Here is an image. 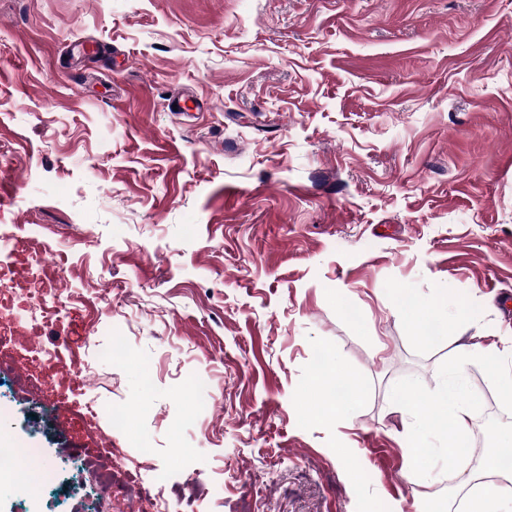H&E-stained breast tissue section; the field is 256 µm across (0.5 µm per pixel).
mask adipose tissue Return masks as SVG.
Returning a JSON list of instances; mask_svg holds the SVG:
<instances>
[{
    "instance_id": "adipose-tissue-1",
    "label": "adipose tissue",
    "mask_w": 512,
    "mask_h": 512,
    "mask_svg": "<svg viewBox=\"0 0 512 512\" xmlns=\"http://www.w3.org/2000/svg\"><path fill=\"white\" fill-rule=\"evenodd\" d=\"M484 356L485 352L479 346L457 347L455 369L431 394V415L426 416L421 412L417 385L409 383L399 387V397L412 415L411 421L404 425L407 453L414 462L407 473L410 480L417 481L422 476L417 463L427 448L426 438L432 434L442 435L443 452L451 473L456 477L461 476L459 464L468 442L469 402L473 397L467 381L466 365ZM483 468L489 472L490 479L473 487L465 502L464 512H512V470L507 472L496 468L490 460L484 463Z\"/></svg>"
}]
</instances>
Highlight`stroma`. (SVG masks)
Instances as JSON below:
<instances>
[{
  "mask_svg": "<svg viewBox=\"0 0 512 512\" xmlns=\"http://www.w3.org/2000/svg\"><path fill=\"white\" fill-rule=\"evenodd\" d=\"M0 185V263L53 251L67 302L0 319V378L91 374L0 398V448L40 451L0 512H450L439 451L406 475L395 388L512 348V0H0ZM317 351L357 400L336 427Z\"/></svg>",
  "mask_w": 512,
  "mask_h": 512,
  "instance_id": "35a3bbf8",
  "label": "stroma"
}]
</instances>
